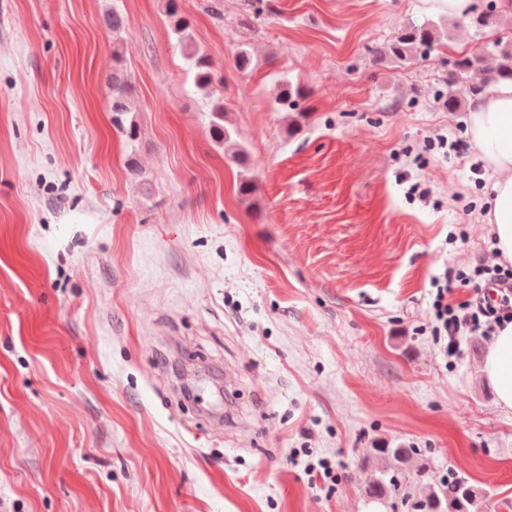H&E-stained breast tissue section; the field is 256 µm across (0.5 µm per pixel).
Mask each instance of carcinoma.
<instances>
[{
	"mask_svg": "<svg viewBox=\"0 0 512 512\" xmlns=\"http://www.w3.org/2000/svg\"><path fill=\"white\" fill-rule=\"evenodd\" d=\"M167 13L171 31L189 61L194 86L207 97L208 131L212 141L220 147H229L228 156L232 162L240 167H247L248 152L232 140V129L228 127L227 116L230 108L224 98L213 95L212 89L217 75L210 56L196 43L191 23L179 13L177 0H168ZM499 21L500 14L492 9L473 13L469 18V25L481 33L496 26ZM439 35V29L434 23L405 28L386 44L379 56L403 66L431 51L438 43ZM124 55V46L116 40L113 41L112 125L133 141L137 121L132 107V84L123 67ZM502 80H512L511 36L506 39L498 38L480 51L464 52L448 61V84L457 87L458 92L448 96L444 105L450 112L463 111L470 101L486 94ZM277 98L281 105L298 112V116H303V111L298 109L299 101L306 98L303 86L284 81L280 84ZM415 454V448H373L372 458L380 461L381 467L379 476L365 489L367 498L374 502L389 500L400 491L401 478L407 476L425 489L420 498L411 502L412 512H483L486 493L469 484L468 480L455 476L445 485L426 484L425 466L418 465L415 469L406 471L407 464Z\"/></svg>",
	"mask_w": 512,
	"mask_h": 512,
	"instance_id": "carcinoma-1",
	"label": "carcinoma"
}]
</instances>
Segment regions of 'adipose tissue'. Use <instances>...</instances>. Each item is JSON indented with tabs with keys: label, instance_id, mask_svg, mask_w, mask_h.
Listing matches in <instances>:
<instances>
[{
	"label": "adipose tissue",
	"instance_id": "adipose-tissue-1",
	"mask_svg": "<svg viewBox=\"0 0 512 512\" xmlns=\"http://www.w3.org/2000/svg\"><path fill=\"white\" fill-rule=\"evenodd\" d=\"M466 133L489 173L482 221L490 226L500 259L512 263V80L471 102ZM482 373L498 406L512 409V322L493 337Z\"/></svg>",
	"mask_w": 512,
	"mask_h": 512
}]
</instances>
